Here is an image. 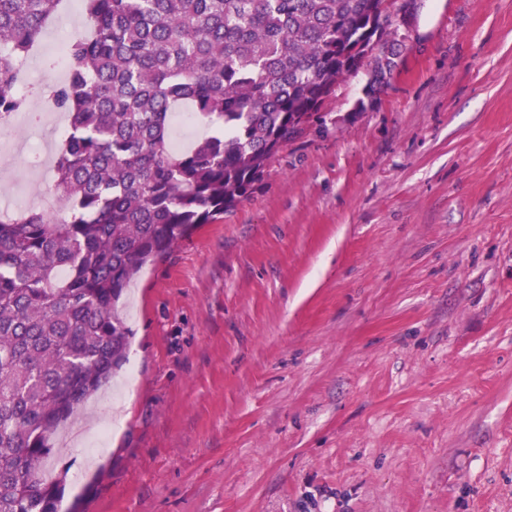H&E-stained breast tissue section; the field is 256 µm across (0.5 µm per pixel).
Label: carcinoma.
Wrapping results in <instances>:
<instances>
[{
    "mask_svg": "<svg viewBox=\"0 0 512 512\" xmlns=\"http://www.w3.org/2000/svg\"><path fill=\"white\" fill-rule=\"evenodd\" d=\"M60 4L0 0V117L21 108L18 63ZM381 5L84 0L54 97L71 126L54 168L65 216L0 213V512H61L60 486L28 472L122 362L131 278L251 194L339 80L369 71L370 102L389 87L407 44ZM184 104L211 133L175 153Z\"/></svg>",
    "mask_w": 512,
    "mask_h": 512,
    "instance_id": "carcinoma-1",
    "label": "carcinoma"
}]
</instances>
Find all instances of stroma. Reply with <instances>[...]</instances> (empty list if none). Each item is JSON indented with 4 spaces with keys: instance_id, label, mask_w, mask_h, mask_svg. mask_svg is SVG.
<instances>
[{
    "instance_id": "stroma-1",
    "label": "stroma",
    "mask_w": 512,
    "mask_h": 512,
    "mask_svg": "<svg viewBox=\"0 0 512 512\" xmlns=\"http://www.w3.org/2000/svg\"><path fill=\"white\" fill-rule=\"evenodd\" d=\"M365 83L126 290L64 512H512V0H419ZM58 150L0 155V203Z\"/></svg>"
}]
</instances>
